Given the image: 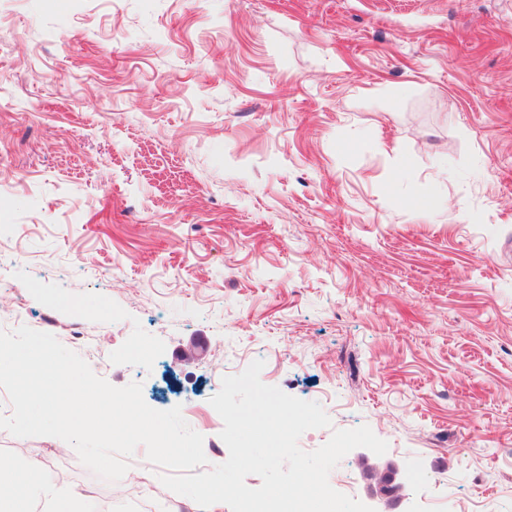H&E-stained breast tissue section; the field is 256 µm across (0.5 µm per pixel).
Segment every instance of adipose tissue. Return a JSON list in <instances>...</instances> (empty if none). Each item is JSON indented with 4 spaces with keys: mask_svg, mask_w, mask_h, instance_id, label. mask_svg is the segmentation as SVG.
<instances>
[{
    "mask_svg": "<svg viewBox=\"0 0 512 512\" xmlns=\"http://www.w3.org/2000/svg\"><path fill=\"white\" fill-rule=\"evenodd\" d=\"M24 487L32 500L41 502L43 512H78L79 493L59 492L35 465L19 471L0 464V505H7V512H22L16 497L17 487Z\"/></svg>",
    "mask_w": 512,
    "mask_h": 512,
    "instance_id": "1",
    "label": "adipose tissue"
}]
</instances>
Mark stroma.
<instances>
[{
	"instance_id": "1",
	"label": "stroma",
	"mask_w": 512,
	"mask_h": 512,
	"mask_svg": "<svg viewBox=\"0 0 512 512\" xmlns=\"http://www.w3.org/2000/svg\"><path fill=\"white\" fill-rule=\"evenodd\" d=\"M0 286L208 466L261 359L331 420L302 450L387 442L346 495L392 462L394 512H512V0H0ZM63 445L0 461L118 499ZM145 460L125 512H192Z\"/></svg>"
}]
</instances>
